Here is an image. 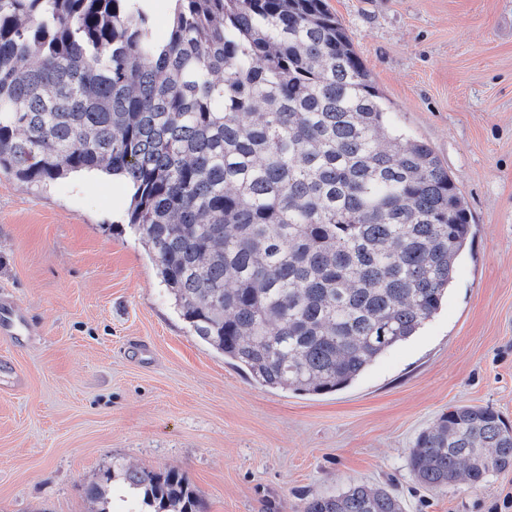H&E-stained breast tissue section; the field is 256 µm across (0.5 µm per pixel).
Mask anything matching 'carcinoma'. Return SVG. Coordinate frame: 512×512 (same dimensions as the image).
Listing matches in <instances>:
<instances>
[{"instance_id": "1", "label": "carcinoma", "mask_w": 512, "mask_h": 512, "mask_svg": "<svg viewBox=\"0 0 512 512\" xmlns=\"http://www.w3.org/2000/svg\"><path fill=\"white\" fill-rule=\"evenodd\" d=\"M0 0V173L101 172L132 186L128 223L190 330L266 387L351 385L431 319L470 235L467 201L391 122L324 0ZM409 467L431 487L512 469V428L457 405ZM139 504L201 512L187 478L116 464ZM303 512H403L382 486ZM170 6L169 0L151 1L152 31L156 38H163L166 34Z\"/></svg>"}]
</instances>
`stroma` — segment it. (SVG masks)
<instances>
[{
  "instance_id": "stroma-1",
  "label": "stroma",
  "mask_w": 512,
  "mask_h": 512,
  "mask_svg": "<svg viewBox=\"0 0 512 512\" xmlns=\"http://www.w3.org/2000/svg\"><path fill=\"white\" fill-rule=\"evenodd\" d=\"M392 123L458 181L472 243L438 313L349 387H263L193 336L112 178L0 175V292L30 329L0 337V512H125L88 489L115 461L183 473L204 512H302L353 485L405 512H512V469L431 488L408 465L449 407L512 425V0H325Z\"/></svg>"
}]
</instances>
